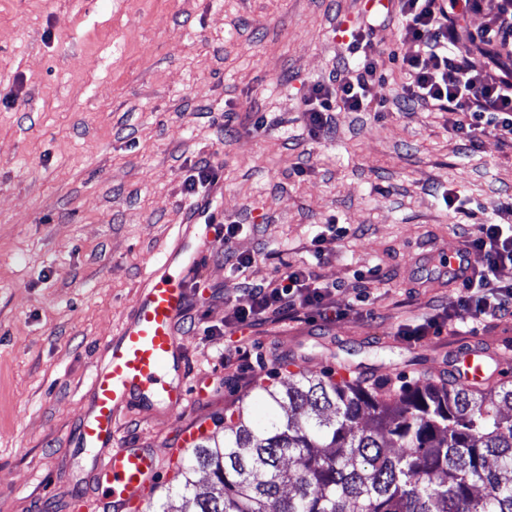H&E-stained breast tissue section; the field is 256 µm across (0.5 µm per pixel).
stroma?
<instances>
[{
  "mask_svg": "<svg viewBox=\"0 0 512 512\" xmlns=\"http://www.w3.org/2000/svg\"><path fill=\"white\" fill-rule=\"evenodd\" d=\"M364 17L363 0H0V512H70L89 462L71 437L93 371L187 223L185 180L202 158L219 171L206 192L216 220L243 228L188 274L178 346L190 402L117 418L120 443L160 458L139 512L179 486L192 450L183 426L206 439L225 416L263 417V388L286 371L396 395L448 380L475 345L491 356L489 385L512 382V315L419 342L399 333L456 295L448 253L462 217L443 191L466 201L470 223L493 221L512 198V145L490 133L472 149L446 114L401 109L390 57L410 47L391 18L374 34L381 111H336L318 141L304 128L303 98ZM262 114L267 127L253 129ZM330 218L349 233L319 262L309 244ZM228 247L252 258V282L306 266L343 304L360 271L386 278L335 321L236 329L224 324L244 297L224 269Z\"/></svg>",
  "mask_w": 512,
  "mask_h": 512,
  "instance_id": "obj_1",
  "label": "stroma"
}]
</instances>
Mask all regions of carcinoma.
Masks as SVG:
<instances>
[{
  "instance_id": "1",
  "label": "carcinoma",
  "mask_w": 512,
  "mask_h": 512,
  "mask_svg": "<svg viewBox=\"0 0 512 512\" xmlns=\"http://www.w3.org/2000/svg\"><path fill=\"white\" fill-rule=\"evenodd\" d=\"M265 392L284 412L193 448L160 512H512V384L391 398L299 373Z\"/></svg>"
}]
</instances>
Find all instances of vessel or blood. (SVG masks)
Instances as JSON below:
<instances>
[{
    "label": "vessel or blood",
    "instance_id": "obj_1",
    "mask_svg": "<svg viewBox=\"0 0 512 512\" xmlns=\"http://www.w3.org/2000/svg\"><path fill=\"white\" fill-rule=\"evenodd\" d=\"M196 262L185 233H178L171 250L147 275L127 321L92 375L90 399L73 440L77 448L94 453L97 490L76 493L73 512H132L155 481L159 459L154 449L117 445L114 423L117 414L135 402L172 413L188 402L176 341L177 327L191 303L184 270ZM484 357L482 350H468L455 379L471 386L482 383Z\"/></svg>",
    "mask_w": 512,
    "mask_h": 512
}]
</instances>
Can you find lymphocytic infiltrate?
<instances>
[{
	"label": "lymphocytic infiltrate",
	"instance_id": "obj_1",
	"mask_svg": "<svg viewBox=\"0 0 512 512\" xmlns=\"http://www.w3.org/2000/svg\"><path fill=\"white\" fill-rule=\"evenodd\" d=\"M401 41L412 50L401 59L406 81L404 110L426 107L448 115L456 135L476 147L490 132L512 143V0H390ZM481 12L486 21L479 33L464 24ZM375 18L350 31L348 48L354 61L332 68L315 83L303 101L305 129L311 139L325 138L333 129V114L371 110L372 86L379 74L381 53L373 40ZM497 221L465 224L461 236L473 257L470 276L457 285L448 306L423 323L403 328L419 341L441 332L457 312L473 324L512 314V281L500 272L512 266V200L500 203ZM244 305L234 307L231 324L263 316L298 318L310 314L330 320L347 314L336 301L335 285L320 282L304 268H288L270 281L244 283Z\"/></svg>",
	"mask_w": 512,
	"mask_h": 512
}]
</instances>
